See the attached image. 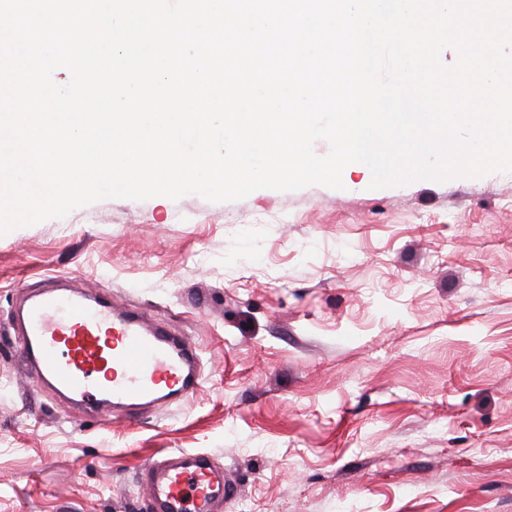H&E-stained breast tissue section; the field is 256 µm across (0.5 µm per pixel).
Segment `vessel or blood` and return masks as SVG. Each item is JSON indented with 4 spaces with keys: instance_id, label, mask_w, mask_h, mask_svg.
<instances>
[{
    "instance_id": "1",
    "label": "vessel or blood",
    "mask_w": 512,
    "mask_h": 512,
    "mask_svg": "<svg viewBox=\"0 0 512 512\" xmlns=\"http://www.w3.org/2000/svg\"><path fill=\"white\" fill-rule=\"evenodd\" d=\"M19 359L55 392L89 406L148 405L192 396L201 382L196 349L135 315L113 308L97 293L41 292L22 312ZM159 512H215L234 496L205 457L185 452L179 462L150 464L143 472Z\"/></svg>"
}]
</instances>
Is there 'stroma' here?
<instances>
[{
	"label": "stroma",
	"mask_w": 512,
	"mask_h": 512,
	"mask_svg": "<svg viewBox=\"0 0 512 512\" xmlns=\"http://www.w3.org/2000/svg\"><path fill=\"white\" fill-rule=\"evenodd\" d=\"M109 199L0 237V512H154L209 454L220 512H512V173ZM104 289L196 346L194 395L61 401L15 358L35 291ZM143 477L153 506L161 512H215V502L231 498L236 491L224 475H215L199 453L183 452L177 463H152Z\"/></svg>",
	"instance_id": "1"
}]
</instances>
